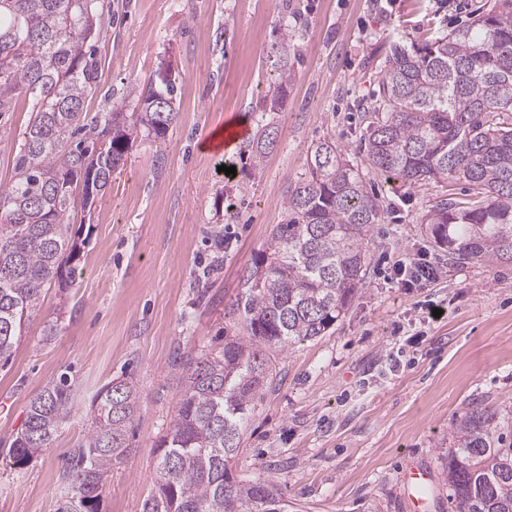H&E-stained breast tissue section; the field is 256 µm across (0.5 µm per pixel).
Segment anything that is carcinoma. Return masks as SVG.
<instances>
[{
  "instance_id": "obj_1",
  "label": "carcinoma",
  "mask_w": 512,
  "mask_h": 512,
  "mask_svg": "<svg viewBox=\"0 0 512 512\" xmlns=\"http://www.w3.org/2000/svg\"><path fill=\"white\" fill-rule=\"evenodd\" d=\"M104 21L100 0H0V115L23 94L32 101L15 179L0 186V360H9L48 289L67 287L66 265L80 251L70 225L81 176L95 169L93 193L80 188L91 205L138 138L162 137L177 120L178 84L167 71L125 88L122 99L138 111L84 124ZM278 31L270 108L282 110L293 34L286 21ZM364 111L368 171L407 186L468 185V198L441 202L423 219L448 265L512 263V0H498L467 27L392 45ZM276 142L267 124L249 141L255 167ZM366 176L331 139L307 154L305 173L287 188L284 222L243 273L249 336H226L217 353L174 363L184 388L157 448L163 480L143 512H288L273 481L242 483L229 464L273 383L270 352L325 335L369 274L382 210ZM137 402L126 381L96 393L91 429L62 472L67 494L58 512H98L103 476L128 452ZM73 411L65 376L35 394L6 449L13 465L53 447ZM448 444L442 466L455 512H512V415L477 403L456 420Z\"/></svg>"
}]
</instances>
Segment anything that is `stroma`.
Returning <instances> with one entry per match:
<instances>
[{"mask_svg":"<svg viewBox=\"0 0 512 512\" xmlns=\"http://www.w3.org/2000/svg\"><path fill=\"white\" fill-rule=\"evenodd\" d=\"M96 41L99 87L88 117L111 111L108 92L147 84L166 64L178 82L176 123L130 147L102 198L76 206L82 247L70 288L48 290L7 366H0V512H57L61 471L91 426L89 404L112 380L139 393L130 451L102 488L98 512H143L160 479L155 448L182 393L174 357L220 351L246 333L242 276L285 217L290 182L313 144L335 140L359 167L371 99L391 46L469 23L495 0H299L295 75L288 106L274 111L270 58L286 0H102ZM31 103L0 117V185L14 177ZM237 121L278 129L261 168L243 148L216 156L202 140ZM235 174L222 173V166ZM384 205L372 268L326 335L275 354L276 380L256 404L231 465L238 480L268 477L288 512H407L400 476L422 464L435 479L436 512H453L440 447L467 407L512 410V263L444 267L436 283L406 291L389 264L428 250L422 217L460 196L458 182L409 187L369 176ZM222 232L223 248L214 234ZM443 313L424 320L429 304ZM57 327L45 341L48 324ZM75 412L52 448L21 469L2 448L30 399L60 375Z\"/></svg>","mask_w":512,"mask_h":512,"instance_id":"1","label":"stroma"}]
</instances>
